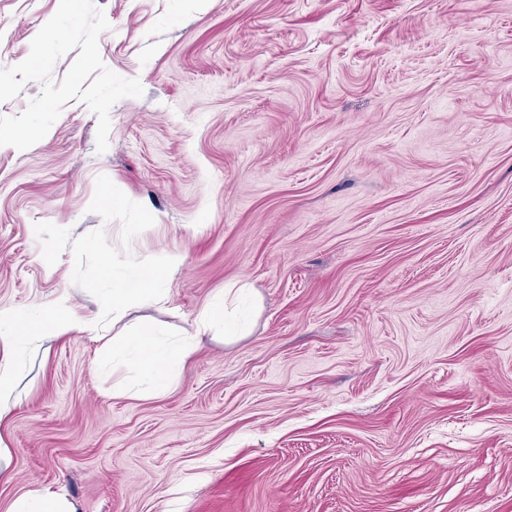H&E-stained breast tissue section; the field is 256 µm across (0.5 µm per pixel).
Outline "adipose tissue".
Instances as JSON below:
<instances>
[{
    "label": "adipose tissue",
    "mask_w": 512,
    "mask_h": 512,
    "mask_svg": "<svg viewBox=\"0 0 512 512\" xmlns=\"http://www.w3.org/2000/svg\"><path fill=\"white\" fill-rule=\"evenodd\" d=\"M164 270L147 274L131 271L113 288L112 307L124 312L143 305H156L164 301L162 284ZM246 287L225 289L222 295L214 297L199 313L195 320L196 332L186 333L172 346H161L154 334L140 333L126 337L113 347V357L119 358L149 379L154 391H166L172 383L179 366L194 353L199 330H216L231 341L242 336L245 325L236 317L234 310L227 306L228 297L249 295ZM0 330L5 336L0 341L11 349L10 357L0 360V418L10 413L12 398L20 374V363L14 360V353L29 342L33 336L26 328L24 316L10 311H0ZM7 512H75L65 488L41 489L17 497Z\"/></svg>",
    "instance_id": "adipose-tissue-1"
}]
</instances>
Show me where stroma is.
Returning a JSON list of instances; mask_svg holds the SVG:
<instances>
[{
	"mask_svg": "<svg viewBox=\"0 0 512 512\" xmlns=\"http://www.w3.org/2000/svg\"><path fill=\"white\" fill-rule=\"evenodd\" d=\"M144 95L0 146V309L69 293L101 339L23 353L0 512H512V0H95ZM59 0H0V68ZM180 263L167 268L169 256ZM167 268L112 317V281ZM252 288L171 387L112 345L173 342ZM6 512H75L64 487L41 489L17 497Z\"/></svg>",
	"mask_w": 512,
	"mask_h": 512,
	"instance_id": "1",
	"label": "stroma"
}]
</instances>
